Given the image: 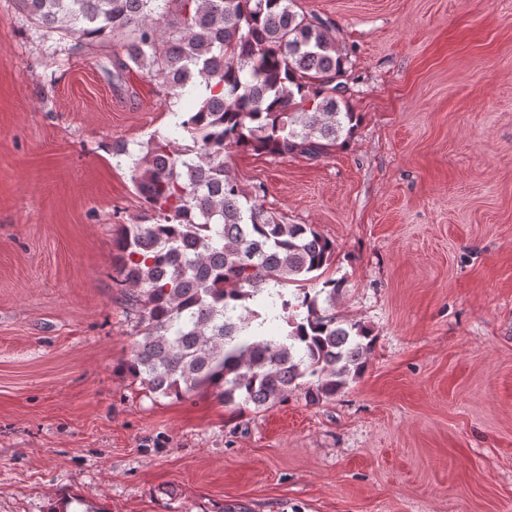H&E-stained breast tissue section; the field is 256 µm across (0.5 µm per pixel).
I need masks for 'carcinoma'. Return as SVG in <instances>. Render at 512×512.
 <instances>
[{"label":"carcinoma","instance_id":"carcinoma-1","mask_svg":"<svg viewBox=\"0 0 512 512\" xmlns=\"http://www.w3.org/2000/svg\"><path fill=\"white\" fill-rule=\"evenodd\" d=\"M16 2L62 37L119 40L115 67L133 64L171 95L202 88L172 113L173 132L114 147L151 213L115 241L141 336L127 372L157 397L208 393L238 414L294 391L318 403L361 378L374 336L332 312L342 285L322 275L334 243L267 210L224 162L230 148L316 156L353 134L347 56L327 22L295 0Z\"/></svg>","mask_w":512,"mask_h":512}]
</instances>
